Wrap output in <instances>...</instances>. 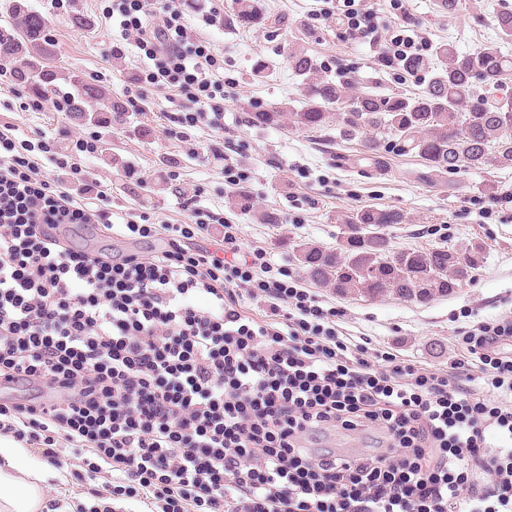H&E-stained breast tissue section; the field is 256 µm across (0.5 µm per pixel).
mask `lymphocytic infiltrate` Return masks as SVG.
<instances>
[{"label": "lymphocytic infiltrate", "mask_w": 512, "mask_h": 512, "mask_svg": "<svg viewBox=\"0 0 512 512\" xmlns=\"http://www.w3.org/2000/svg\"><path fill=\"white\" fill-rule=\"evenodd\" d=\"M346 2L348 38L380 43L376 12ZM112 10L156 62L139 95L175 91L186 126L223 135L220 60L181 0ZM380 45L395 66L427 43L410 23ZM28 147L0 129V385L27 390L0 403L1 436L155 512H512V312L463 331L445 368L369 354L288 268L242 253L237 225L216 252L194 247L199 218L112 223ZM88 227L135 248L74 247ZM335 429L376 445L323 446Z\"/></svg>", "instance_id": "1"}]
</instances>
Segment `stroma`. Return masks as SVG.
Masks as SVG:
<instances>
[{"instance_id":"stroma-1","label":"stroma","mask_w":512,"mask_h":512,"mask_svg":"<svg viewBox=\"0 0 512 512\" xmlns=\"http://www.w3.org/2000/svg\"><path fill=\"white\" fill-rule=\"evenodd\" d=\"M47 20L56 44L51 64L65 76L94 82L122 100L121 120L99 127L92 113L68 112L62 98H33L17 90L9 76L0 75V125L14 129L17 139L37 141L39 134L59 149L74 150L76 142L93 144L81 153L85 184L105 191V207L116 224L148 214L158 224H182L189 207L213 216L209 232L197 238L210 246L222 232V222L238 225L245 249L260 248L271 261L287 265L303 286L311 281L298 262L302 244L338 247L345 219L355 209L395 208L407 217L388 235L395 249L448 246L479 247V262L455 293L422 305L392 295L368 299L343 297L322 288L325 306L343 311L342 327L355 340L400 356L440 367L461 352L454 344L461 328L512 311V168L487 166L434 175L412 154L368 153L363 139L344 133L336 123L306 130L283 121L256 126L249 115L257 110L300 108L302 80L288 64L291 49L305 48L320 65L322 77L348 81L353 92H393L412 95L426 86L384 66L376 46L347 40L340 0H263L271 18L268 26L224 24L233 0H210L221 22L204 25L197 4L185 6L188 31L205 33L224 60L225 139L236 151L224 155L225 139L203 126L189 129V141L166 134L170 118L183 113V99L167 89L146 97L136 93L137 78L154 66L134 42L121 39L118 24L105 12L112 0H28ZM328 18L313 19L316 7ZM512 0H459L447 11L440 0H403L402 10L383 4L381 22L396 27L403 21L418 25L429 45L449 42L459 51L475 50L496 39V17ZM268 65L265 77L251 75L256 59ZM232 172H225V160ZM239 179L248 195L246 207L230 205ZM239 186V187H240ZM275 213L277 223H259L257 212ZM87 482L70 469H52L47 482L48 503L75 512H97L103 502L88 492Z\"/></svg>"}]
</instances>
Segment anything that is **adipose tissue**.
I'll return each instance as SVG.
<instances>
[{"label": "adipose tissue", "mask_w": 512, "mask_h": 512, "mask_svg": "<svg viewBox=\"0 0 512 512\" xmlns=\"http://www.w3.org/2000/svg\"><path fill=\"white\" fill-rule=\"evenodd\" d=\"M24 451L0 439V512H45L47 473L24 465Z\"/></svg>", "instance_id": "adipose-tissue-1"}]
</instances>
